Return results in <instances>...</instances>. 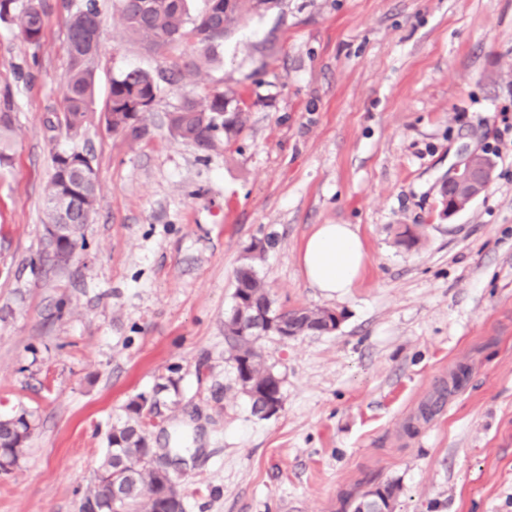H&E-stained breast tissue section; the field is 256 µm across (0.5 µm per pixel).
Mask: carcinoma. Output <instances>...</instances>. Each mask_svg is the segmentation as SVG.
Wrapping results in <instances>:
<instances>
[{
    "instance_id": "cac0c4a2",
    "label": "carcinoma",
    "mask_w": 512,
    "mask_h": 512,
    "mask_svg": "<svg viewBox=\"0 0 512 512\" xmlns=\"http://www.w3.org/2000/svg\"><path fill=\"white\" fill-rule=\"evenodd\" d=\"M278 0H207L206 9L191 19L188 0H116L117 11L126 31L139 39L146 49L158 51L172 44L189 40L202 51L174 65L169 81L176 83L185 75L200 70L216 60V51L248 15H261L276 7ZM67 11L68 67L64 81L62 121L66 135L80 136L92 117L95 73L99 54V10L97 0H82L73 8L62 3ZM48 12L43 0H0V21L15 26L30 44L38 46L47 24ZM161 92L155 77L144 70L123 71L112 77L109 100L105 112L108 128L136 140L147 134V114ZM248 113L242 100L223 91L211 93L203 102L186 96L183 102L167 115L171 134L198 147L202 151L215 148L219 136L229 143L246 126ZM13 131L12 101L9 95L0 97V167L11 162L5 134ZM53 174L47 188L46 202H52L63 190L65 181L73 179L63 154L52 158ZM98 179L83 186L85 198L91 207L79 215V225L58 227V241L54 258L66 262L79 246L83 227L90 223L97 202ZM263 249L248 248L247 255L236 269L233 302L224 319V339L235 365L238 382H249L243 389L251 402L254 414L265 419L264 392L279 391L276 373L268 366L258 347L262 335L254 332L249 323L240 322V313L254 316L264 322L267 336L281 333L279 324L294 328V336H305L320 331L322 322L343 312L331 309L298 307L277 309L264 282L258 274V262ZM127 420L112 429L107 437L104 459L94 479L82 491L78 512H185L181 480L167 473L161 474L145 459L147 420L153 414V405L132 399L126 406ZM28 424L0 420V453L19 463L24 453ZM122 488L123 499L118 510L111 509L113 486ZM399 486L387 482L370 491L384 506L394 504Z\"/></svg>"
}]
</instances>
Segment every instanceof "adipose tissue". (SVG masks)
<instances>
[{"label":"adipose tissue","instance_id":"adipose-tissue-1","mask_svg":"<svg viewBox=\"0 0 512 512\" xmlns=\"http://www.w3.org/2000/svg\"><path fill=\"white\" fill-rule=\"evenodd\" d=\"M300 260L311 287L329 295H344L360 279L366 252L352 225L320 224L307 238Z\"/></svg>","mask_w":512,"mask_h":512}]
</instances>
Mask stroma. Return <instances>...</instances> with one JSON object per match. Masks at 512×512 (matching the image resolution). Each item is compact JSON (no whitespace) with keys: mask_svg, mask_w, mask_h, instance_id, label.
Listing matches in <instances>:
<instances>
[{"mask_svg":"<svg viewBox=\"0 0 512 512\" xmlns=\"http://www.w3.org/2000/svg\"><path fill=\"white\" fill-rule=\"evenodd\" d=\"M93 119L63 110L67 31L44 0L40 45L0 22V94L13 103L0 169V419L32 412L0 512H78L107 436L139 394L168 405L154 447L182 449L186 512H342L385 482L394 512H512V0H282L224 40L221 64L164 85L148 133L109 130L110 83L167 71L187 45L147 51L97 0ZM236 91L248 123L201 151L170 133L183 96ZM98 174L85 244L44 251L54 152ZM490 153L488 190L447 217L443 179ZM319 224L357 227L356 288L327 295L300 262ZM411 229L416 247L400 244ZM279 309L344 312L330 334L260 341L283 379L253 415L224 341L244 251ZM468 370L448 387L458 366ZM177 393L158 391L164 377Z\"/></svg>","mask_w":512,"mask_h":512,"instance_id":"35a3bbf8","label":"stroma"}]
</instances>
